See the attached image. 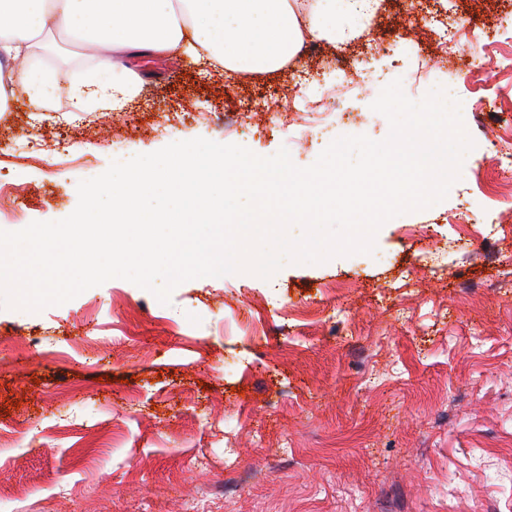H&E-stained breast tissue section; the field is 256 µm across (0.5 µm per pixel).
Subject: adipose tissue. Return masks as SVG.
I'll return each instance as SVG.
<instances>
[{
    "label": "adipose tissue",
    "mask_w": 512,
    "mask_h": 512,
    "mask_svg": "<svg viewBox=\"0 0 512 512\" xmlns=\"http://www.w3.org/2000/svg\"><path fill=\"white\" fill-rule=\"evenodd\" d=\"M378 0H0V110L11 93L36 105L66 92L75 111L99 102L121 108L137 81L126 57L182 52L226 73L280 68L304 39L343 45ZM50 34L67 36L97 60L69 84L35 63Z\"/></svg>",
    "instance_id": "adipose-tissue-1"
}]
</instances>
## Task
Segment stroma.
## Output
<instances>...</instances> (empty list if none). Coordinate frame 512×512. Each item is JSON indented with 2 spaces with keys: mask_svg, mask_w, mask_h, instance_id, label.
Listing matches in <instances>:
<instances>
[{
  "mask_svg": "<svg viewBox=\"0 0 512 512\" xmlns=\"http://www.w3.org/2000/svg\"><path fill=\"white\" fill-rule=\"evenodd\" d=\"M406 7L466 18L488 56L512 54L497 33L512 0ZM426 54L405 42L398 67L376 62L357 121L330 117L332 137L384 140L371 105ZM130 65L131 156L222 141L224 113L251 98L317 94L295 71L228 90L223 70L181 53ZM92 67L54 36L46 70L73 82ZM453 96L474 142L459 180L386 222L372 254L197 278L167 305L114 278L38 313L0 309V512H512V188L494 160L512 149V74ZM32 109L11 102L0 136V183L20 190L0 225L68 217L79 181L113 160L68 124L38 159L16 157ZM252 123L232 142L259 156L285 148L307 167L326 146Z\"/></svg>",
  "mask_w": 512,
  "mask_h": 512,
  "instance_id": "1",
  "label": "stroma"
}]
</instances>
